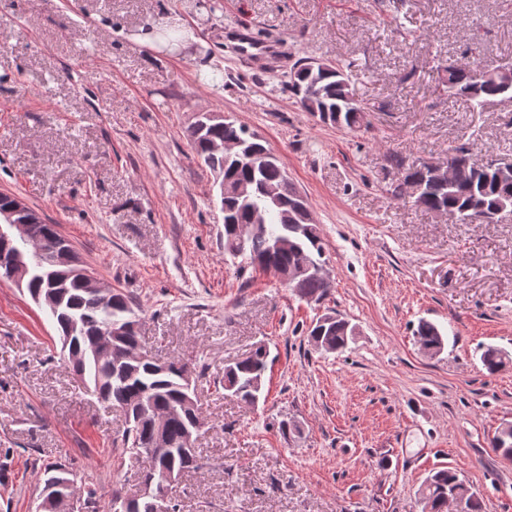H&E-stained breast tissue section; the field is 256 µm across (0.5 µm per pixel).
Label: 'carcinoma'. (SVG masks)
I'll return each mask as SVG.
<instances>
[{
	"label": "carcinoma",
	"instance_id": "1",
	"mask_svg": "<svg viewBox=\"0 0 512 512\" xmlns=\"http://www.w3.org/2000/svg\"><path fill=\"white\" fill-rule=\"evenodd\" d=\"M483 71L460 63L446 71L443 90L480 107L488 100L512 98V88L483 79ZM297 81L287 90L304 111L326 114L330 124L341 129H368L366 107L355 98L341 67L331 64L310 70L302 64ZM189 137L197 158L226 187L220 193L224 254L273 274L301 298L324 299L327 287L321 279L313 275L288 278L289 271L308 261L322 263L324 247L318 224L304 218L295 224L288 221V205L300 192L288 181L277 158L255 134L224 118L198 117ZM226 144L234 146L233 152L222 149ZM386 161L392 170H403L420 182V197L414 205L425 210H449L466 224L481 223L503 207L512 211V180L498 178L495 169L473 155L459 160L448 183L411 171L412 160L399 154L388 155ZM0 221L29 226L27 237H0V250L5 248L28 264L29 274L20 287L39 307L52 309L46 318L56 328L76 374L93 385L98 398L124 412L122 445L129 456L146 461L144 477L159 482L171 466L183 474L199 468V453H180L189 447L188 435L195 432L196 421L202 420L199 409L183 405L184 365L171 361L166 370L157 369L135 328L138 314L130 296L116 289L104 297L89 288L84 282L86 266L72 245L56 225L45 223L30 207ZM102 336L110 337L111 350L103 355L90 353ZM309 336L332 352L342 351L354 336V326L337 314H326ZM415 336L424 349L439 351L444 346V337L432 322L420 321ZM268 356L267 347L259 345L249 356L225 366L219 380L224 391L243 401L259 399ZM481 361L490 373L503 365L501 352L493 347L484 350ZM492 443L503 456L512 458L511 431H498ZM421 495L429 512H445L450 498L463 500L467 512H483L476 493L449 468L432 474Z\"/></svg>",
	"mask_w": 512,
	"mask_h": 512
}]
</instances>
